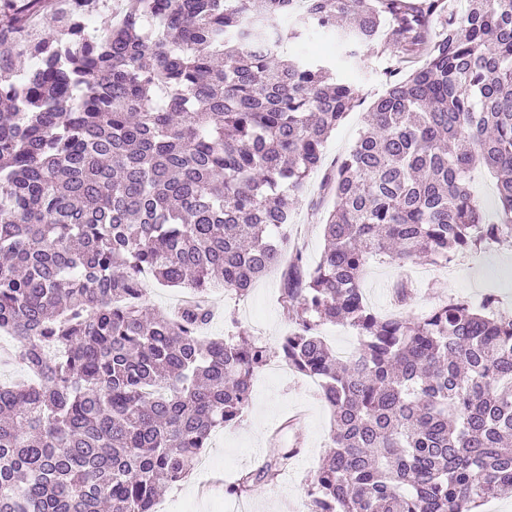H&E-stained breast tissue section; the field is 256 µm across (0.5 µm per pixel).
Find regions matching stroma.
Wrapping results in <instances>:
<instances>
[{
    "label": "stroma",
    "instance_id": "stroma-1",
    "mask_svg": "<svg viewBox=\"0 0 512 512\" xmlns=\"http://www.w3.org/2000/svg\"><path fill=\"white\" fill-rule=\"evenodd\" d=\"M343 58L339 74L357 87L361 105L346 114L327 140L324 166L328 169L353 145L363 127L365 112L386 89L384 61L376 45L360 46L354 56ZM334 205V196L323 189L322 174H315L307 184L293 224L308 266H316L320 260L323 224ZM403 276L410 278L412 293L407 304L400 306L394 302L391 289ZM362 287L372 308L382 315L404 312L417 316L452 298L477 305L492 294L498 300V312L512 316V254L495 260L490 248L484 246L456 254L445 265L417 260L403 267L373 258L367 265ZM279 288L280 274L275 271L257 281L246 298L213 293L215 317L207 335L224 336L238 326L267 346H277L290 328L279 303ZM298 407L305 409L307 418L300 431L284 432L283 440L297 445L299 455L278 485L254 487L248 499L250 512H302L307 480L317 469L329 441L331 413L308 378L293 373L274 376L266 368L254 378L252 402L241 422L222 431L218 446L207 450L209 456L219 459V466L206 476L190 477L165 490L163 502L177 510L188 502L193 512H224L226 486L240 470L257 464L269 453V433Z\"/></svg>",
    "mask_w": 512,
    "mask_h": 512
}]
</instances>
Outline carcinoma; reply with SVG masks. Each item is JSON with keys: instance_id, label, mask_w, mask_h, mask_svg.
Masks as SVG:
<instances>
[{"instance_id": "1", "label": "carcinoma", "mask_w": 512, "mask_h": 512, "mask_svg": "<svg viewBox=\"0 0 512 512\" xmlns=\"http://www.w3.org/2000/svg\"><path fill=\"white\" fill-rule=\"evenodd\" d=\"M15 0L0 14V332L36 374L0 384V512H156L276 358L316 380L333 426L306 512H473L512 492V317L450 299L379 316L369 260L512 246V0ZM62 7V25L29 21ZM390 54L386 93L324 185L314 269L293 211L360 104L278 19ZM496 180L488 221L470 184ZM288 266H283V258ZM284 267L293 328L272 349L204 339L209 291ZM194 304L146 317L148 283ZM346 323L350 358L319 329ZM274 448L228 485H276Z\"/></svg>"}]
</instances>
